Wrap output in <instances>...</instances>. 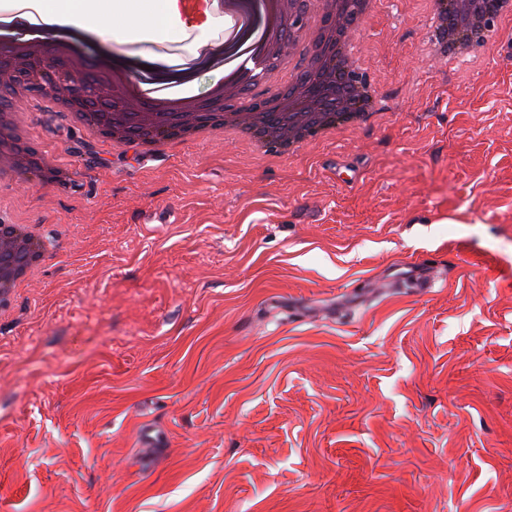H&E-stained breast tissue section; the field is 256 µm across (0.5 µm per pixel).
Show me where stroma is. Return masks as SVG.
Here are the masks:
<instances>
[{"label":"stroma","instance_id":"stroma-1","mask_svg":"<svg viewBox=\"0 0 512 512\" xmlns=\"http://www.w3.org/2000/svg\"><path fill=\"white\" fill-rule=\"evenodd\" d=\"M223 27L116 29L184 57ZM427 35L377 0L384 119L292 157L28 111L74 181L0 186L55 241L0 302V512H512V24L476 65Z\"/></svg>","mask_w":512,"mask_h":512}]
</instances>
